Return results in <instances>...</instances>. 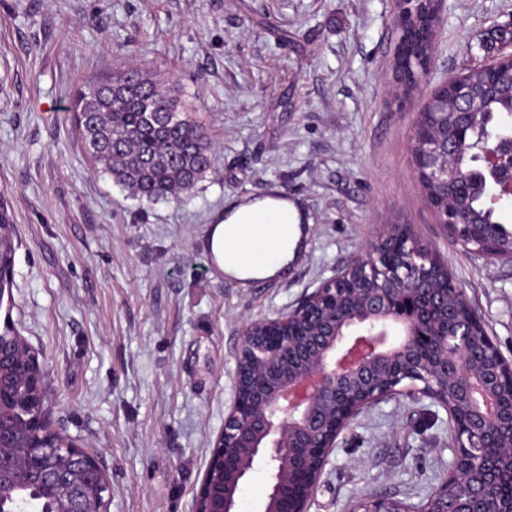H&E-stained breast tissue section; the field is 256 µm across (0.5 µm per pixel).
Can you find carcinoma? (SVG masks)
<instances>
[{
	"mask_svg": "<svg viewBox=\"0 0 512 512\" xmlns=\"http://www.w3.org/2000/svg\"><path fill=\"white\" fill-rule=\"evenodd\" d=\"M404 49L394 69L408 78L417 69L416 51L427 46L423 25L411 23L405 30ZM477 106L470 119L468 144L456 155L455 166L464 173L484 170L481 148L502 138H512V69L502 72L497 93L485 92V66L461 75ZM68 111L74 114L85 151L98 170L131 195L152 203L179 199L191 192L215 169V153L204 126L195 118L180 90L159 81L153 74L127 68L77 91ZM419 127L435 123L454 127L458 108L453 100L431 108ZM491 178L480 181L455 201L469 224H508L512 194L496 201ZM15 227L0 201V286L10 287L15 256ZM58 503L33 489L13 492L0 512H55Z\"/></svg>",
	"mask_w": 512,
	"mask_h": 512,
	"instance_id": "carcinoma-1",
	"label": "carcinoma"
}]
</instances>
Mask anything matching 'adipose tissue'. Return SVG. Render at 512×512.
Masks as SVG:
<instances>
[{"instance_id":"ef3b65f1","label":"adipose tissue","mask_w":512,"mask_h":512,"mask_svg":"<svg viewBox=\"0 0 512 512\" xmlns=\"http://www.w3.org/2000/svg\"><path fill=\"white\" fill-rule=\"evenodd\" d=\"M306 222L304 210L278 190L231 200L214 217L206 248L229 276L280 280L305 245Z\"/></svg>"}]
</instances>
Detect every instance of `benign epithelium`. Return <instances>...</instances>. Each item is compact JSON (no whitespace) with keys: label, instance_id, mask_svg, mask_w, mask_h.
Wrapping results in <instances>:
<instances>
[{"label":"benign epithelium","instance_id":"benign-epithelium-1","mask_svg":"<svg viewBox=\"0 0 512 512\" xmlns=\"http://www.w3.org/2000/svg\"><path fill=\"white\" fill-rule=\"evenodd\" d=\"M445 0H394L398 25L422 6L432 23L435 43ZM441 87L455 88L460 119L470 101L458 79ZM453 136L432 133L425 138L415 173L448 184ZM487 171L500 193L512 192V142L485 148ZM382 232L353 265L324 281L294 312V318L260 319L243 333L236 364L234 400L224 429L214 443L195 502L204 512H236L240 487L259 462L270 466L269 489L262 512H307L336 439L365 407L390 395L405 393L436 399L453 387L457 416L453 464L447 479L419 509L370 494L353 512H512V496L493 498L498 485L512 484V468L504 470L496 448L512 457V363L489 336L470 343L480 326L477 317L463 318L448 303L455 290L449 278L426 285L408 282L405 266H382L381 252L397 245L416 256L412 225ZM465 234L502 255L500 228L468 224ZM33 383L39 404L46 403L38 354L20 335L12 344L0 342V448L9 447L13 429L6 419L19 396L17 377ZM48 428L45 411L25 424L30 434L28 478L52 492L62 512H94L82 476L104 480L95 457L65 438L73 474L43 469L48 446L40 433Z\"/></svg>","mask_w":512,"mask_h":512}]
</instances>
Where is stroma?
I'll list each match as a JSON object with an SVG mask.
<instances>
[{
  "instance_id": "1",
  "label": "stroma",
  "mask_w": 512,
  "mask_h": 512,
  "mask_svg": "<svg viewBox=\"0 0 512 512\" xmlns=\"http://www.w3.org/2000/svg\"><path fill=\"white\" fill-rule=\"evenodd\" d=\"M510 31L512 0H445L402 104L393 0H0V200L19 240L0 328L38 352L49 422L96 457L106 512H193L245 327L294 309L379 225H413L512 360V260L451 243L411 153L430 92L512 52ZM132 64L176 83L217 149L181 201L139 202L97 172L68 110ZM274 188L313 220L303 258L257 284L212 270V214ZM454 448L443 406L381 400L338 437L308 512L364 494L420 507Z\"/></svg>"
}]
</instances>
